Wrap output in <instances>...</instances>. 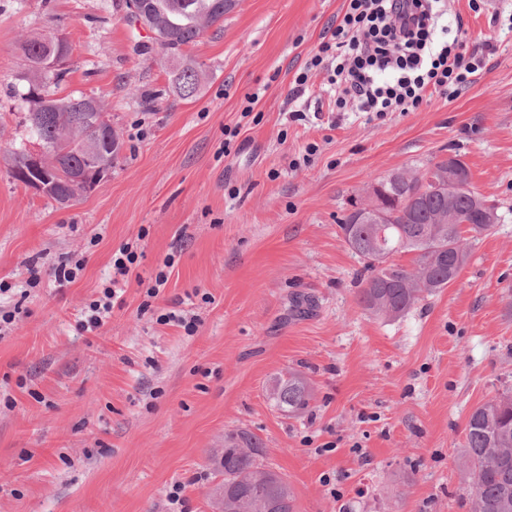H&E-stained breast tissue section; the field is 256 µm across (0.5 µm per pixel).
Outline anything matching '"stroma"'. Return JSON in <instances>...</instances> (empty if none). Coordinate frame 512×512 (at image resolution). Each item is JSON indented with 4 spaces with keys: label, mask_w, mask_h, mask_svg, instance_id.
Returning <instances> with one entry per match:
<instances>
[{
    "label": "stroma",
    "mask_w": 512,
    "mask_h": 512,
    "mask_svg": "<svg viewBox=\"0 0 512 512\" xmlns=\"http://www.w3.org/2000/svg\"><path fill=\"white\" fill-rule=\"evenodd\" d=\"M344 7L238 0L186 47L205 78L183 100L126 0H0V144L28 136L16 46L51 31L73 41L50 92L100 100L124 141L111 174L65 208L14 181L0 154V279L41 280L0 328V512H219L216 462L235 429L262 442L297 512H469L465 426L512 389V0H448L478 67L471 83L381 119L337 111L319 71L293 94ZM228 127L240 133L221 158ZM451 154L499 222L470 239L447 288L377 318L338 221L373 180ZM128 242L140 280L100 335L80 334ZM170 254L161 296L141 311L143 281ZM69 255L86 266L61 288L52 269ZM171 310L196 318L194 334L158 323ZM291 371L313 391L292 416L269 396Z\"/></svg>",
    "instance_id": "35a3bbf8"
}]
</instances>
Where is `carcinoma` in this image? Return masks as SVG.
<instances>
[{"label": "carcinoma", "mask_w": 512, "mask_h": 512, "mask_svg": "<svg viewBox=\"0 0 512 512\" xmlns=\"http://www.w3.org/2000/svg\"><path fill=\"white\" fill-rule=\"evenodd\" d=\"M236 0H128L127 8L140 11L143 25L169 63L171 85L181 99L196 97L202 87L201 67L182 54L209 28L224 22ZM18 48L26 62L22 80L28 84L21 98L28 107L29 137L39 141L48 157L58 156L59 166L48 165L51 189L46 197L57 204L76 196L79 186L104 180L122 148L114 129L100 135L92 129V113L101 112L99 102L86 96L57 98L46 91L59 81L64 68L46 65L55 54L69 55L72 36L49 32L26 38ZM13 163V177L29 185L24 175L26 150L9 143L0 146ZM442 168L438 162L425 172H410L407 178H382L380 196L388 219L383 224H357L354 215L339 223L344 241L365 262L369 272L359 290V302L373 315L396 319L429 295L448 287L469 256L462 227L481 234L482 224L470 192L440 193L423 182L424 173ZM456 223L448 224V213ZM413 254L408 266L393 256ZM270 395L283 412L306 409L311 400L307 382L295 373L279 377ZM264 448L252 433L239 430L224 435V455L219 465L224 474V512H296L295 496L288 482L264 462ZM465 464L462 480L473 487L471 512H512V391L476 407L465 433Z\"/></svg>", "instance_id": "carcinoma-1"}]
</instances>
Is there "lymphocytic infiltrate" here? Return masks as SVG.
I'll use <instances>...</instances> for the list:
<instances>
[{
	"label": "lymphocytic infiltrate",
	"mask_w": 512,
	"mask_h": 512,
	"mask_svg": "<svg viewBox=\"0 0 512 512\" xmlns=\"http://www.w3.org/2000/svg\"><path fill=\"white\" fill-rule=\"evenodd\" d=\"M446 0H347L346 9L295 78L324 69L336 107L353 112L417 110L427 97L461 90L475 67L460 38H449Z\"/></svg>",
	"instance_id": "1"
}]
</instances>
